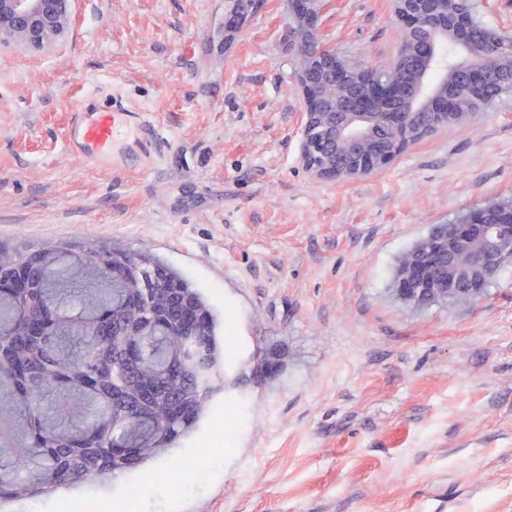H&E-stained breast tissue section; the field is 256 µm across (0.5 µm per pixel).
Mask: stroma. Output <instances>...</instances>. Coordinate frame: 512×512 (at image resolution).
I'll list each match as a JSON object with an SVG mask.
<instances>
[{"label":"stroma","instance_id":"35a3bbf8","mask_svg":"<svg viewBox=\"0 0 512 512\" xmlns=\"http://www.w3.org/2000/svg\"><path fill=\"white\" fill-rule=\"evenodd\" d=\"M224 2L73 0L50 49L0 44V245L149 252L232 342L168 456L0 512H512V267L468 304L395 288L434 225L512 201V93L369 175L321 179L301 160L287 0L233 35ZM320 36L376 68L403 28L391 0H328ZM88 92L152 112L166 160L115 173L66 153Z\"/></svg>","mask_w":512,"mask_h":512}]
</instances>
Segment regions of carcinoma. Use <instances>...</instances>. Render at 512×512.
Returning <instances> with one entry per match:
<instances>
[{
  "label": "carcinoma",
  "instance_id": "1",
  "mask_svg": "<svg viewBox=\"0 0 512 512\" xmlns=\"http://www.w3.org/2000/svg\"><path fill=\"white\" fill-rule=\"evenodd\" d=\"M448 12L459 23L447 43L457 49L463 35L472 51L425 62L443 68L448 84V106L428 101L425 111L480 112L505 89L474 88L465 69L491 58L512 66V33L486 26L466 0H448ZM377 76L416 86V73L399 65ZM470 277L456 276L447 296L409 302L472 301ZM216 329L199 290L153 257L71 244L0 248V456L11 461L0 500L51 495L166 456L206 412ZM21 468L30 476L16 478Z\"/></svg>",
  "mask_w": 512,
  "mask_h": 512
}]
</instances>
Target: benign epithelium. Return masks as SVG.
Listing matches in <instances>:
<instances>
[{
  "label": "benign epithelium",
  "instance_id": "obj_1",
  "mask_svg": "<svg viewBox=\"0 0 512 512\" xmlns=\"http://www.w3.org/2000/svg\"><path fill=\"white\" fill-rule=\"evenodd\" d=\"M72 0H0V40L8 39L29 50H43L53 45L68 24ZM326 0H288L289 17L297 19L302 28L292 42L296 55L306 62H326L320 83L309 81L300 74L297 86L305 105L303 130H308L313 118L323 110L329 88L342 84L349 88L346 104L341 108V119L331 120L325 144L329 150L357 153L361 144L376 137L370 119L376 109L388 102L402 101L407 92L394 82H375L370 79L373 68L350 66L336 52L326 51L320 39V18ZM394 15L403 27L417 39L432 41L447 35L448 21L442 18L433 0H395ZM390 125L398 147L393 151L372 147L362 152L360 161L347 167L325 168L314 162L322 150L316 142L302 141L304 166L315 176L333 180H352L382 168L397 158L402 151L427 136L431 129L412 132L405 124L403 114H391ZM485 209L473 211L471 224H439L433 231L426 251L411 258L410 265L398 274V287L425 292L429 289L448 291L456 288L455 279L448 276V256L454 253L456 243H482L483 249L470 255V266L479 273L475 283L481 289L488 286L493 272L512 265V223L483 224L480 218Z\"/></svg>",
  "mask_w": 512,
  "mask_h": 512
}]
</instances>
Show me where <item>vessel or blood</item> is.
Returning <instances> with one entry per match:
<instances>
[{"label":"vessel or blood","mask_w":512,"mask_h":512,"mask_svg":"<svg viewBox=\"0 0 512 512\" xmlns=\"http://www.w3.org/2000/svg\"><path fill=\"white\" fill-rule=\"evenodd\" d=\"M63 145L87 164L126 172L159 166L170 141L152 113L122 96L100 104L88 95L70 112Z\"/></svg>","instance_id":"vessel-or-blood-1"}]
</instances>
